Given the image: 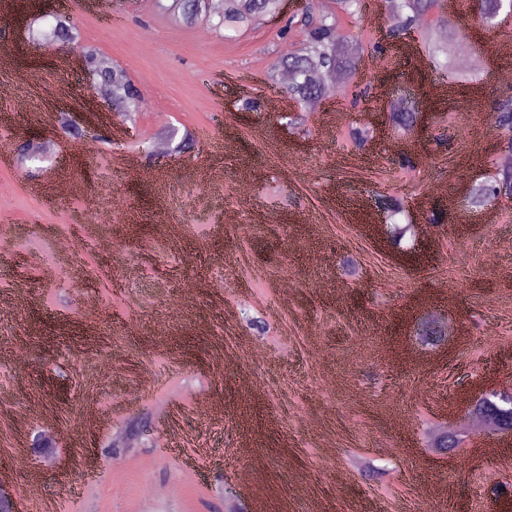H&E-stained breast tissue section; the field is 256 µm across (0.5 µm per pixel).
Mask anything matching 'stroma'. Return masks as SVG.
Here are the masks:
<instances>
[{
	"mask_svg": "<svg viewBox=\"0 0 512 512\" xmlns=\"http://www.w3.org/2000/svg\"><path fill=\"white\" fill-rule=\"evenodd\" d=\"M100 2L70 0L76 47L141 91L132 127L64 66L72 48L26 63L0 45V148L33 132L47 145L0 163V488L16 512H411L421 486L453 488L450 512H499L490 489L512 485V445L489 458L482 434L446 452L425 431L466 411L476 383L512 388V199L458 220L464 185L508 153L491 100L512 95L496 79L512 67L498 52L512 15L488 31L476 0L445 9L461 54L484 60L473 83L448 85L420 38L387 39L385 13L340 14L358 66L299 138L281 115L240 111L273 97L271 64L301 47L281 22L228 41L153 0ZM405 99L433 105L426 131L388 126L353 146L367 108ZM21 100L67 110L82 137L28 121ZM60 175L80 194H34ZM393 196L418 226L409 261L361 220L384 223ZM425 321L443 341L419 342ZM90 402L101 420H87ZM40 433L56 435L51 454L30 453ZM113 441L133 445L118 467ZM33 469L44 493L29 498Z\"/></svg>",
	"mask_w": 512,
	"mask_h": 512,
	"instance_id": "stroma-1",
	"label": "stroma"
}]
</instances>
